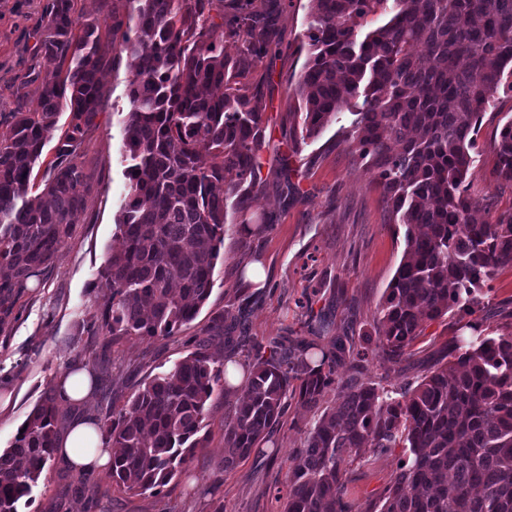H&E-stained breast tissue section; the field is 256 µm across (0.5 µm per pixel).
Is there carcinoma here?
<instances>
[{
    "label": "carcinoma",
    "mask_w": 512,
    "mask_h": 512,
    "mask_svg": "<svg viewBox=\"0 0 512 512\" xmlns=\"http://www.w3.org/2000/svg\"><path fill=\"white\" fill-rule=\"evenodd\" d=\"M126 0L123 19L77 15L51 0L39 49L55 62L38 95L0 119V329L15 318L31 279L41 280L72 237L89 177L76 157L100 114L102 73L128 60L122 118L126 195L120 246L100 273L101 328L171 336L208 300L224 244L226 198L259 183L263 153L288 169L265 139L264 87L245 69L280 51L286 0ZM296 47L302 135L317 137L353 98L362 100L346 138L373 170L395 223L407 226L400 264L378 308L375 347L346 336H284L253 345L247 395L224 418V469L263 447L285 399L323 409L288 468L283 512H353L346 466L365 451L402 448L406 458L380 504L365 512H512V330L454 345L450 361L394 397L364 377L382 354L399 358L454 308L471 309L496 270L512 265V213L470 220L480 202L464 186L474 127L504 73L512 74V0H310ZM386 16L372 29L368 23ZM230 42L234 52L224 51ZM71 121L32 194L31 179L60 114ZM498 180L512 182V121L497 141ZM348 366L351 375L339 378ZM223 370L195 340L101 419L112 449L109 476L126 492L158 494L195 448L205 405ZM336 403L325 407L326 395ZM61 415L46 391L27 428L0 451V512L30 503L54 452Z\"/></svg>",
    "instance_id": "obj_1"
}]
</instances>
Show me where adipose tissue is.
<instances>
[{
    "label": "adipose tissue",
    "instance_id": "ef3b65f1",
    "mask_svg": "<svg viewBox=\"0 0 512 512\" xmlns=\"http://www.w3.org/2000/svg\"><path fill=\"white\" fill-rule=\"evenodd\" d=\"M56 458L80 473H105L109 470L112 452L102 449L100 434L90 420L74 421L57 442Z\"/></svg>",
    "mask_w": 512,
    "mask_h": 512
}]
</instances>
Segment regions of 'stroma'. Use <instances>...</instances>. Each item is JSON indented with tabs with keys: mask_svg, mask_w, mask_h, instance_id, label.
I'll use <instances>...</instances> for the list:
<instances>
[{
	"mask_svg": "<svg viewBox=\"0 0 512 512\" xmlns=\"http://www.w3.org/2000/svg\"><path fill=\"white\" fill-rule=\"evenodd\" d=\"M48 0H0V113L16 111L19 97L34 100L33 73L53 68L39 49ZM310 0H293L277 18L285 45L273 61L254 62L246 79L256 83L272 73L273 100L265 115L266 134L281 140L299 120L294 93L304 60L295 54L306 28ZM126 65L106 72L96 128L87 131L80 163L91 181L86 208L71 239L59 252L39 288L18 302L14 320L0 331V394H11L0 411V449L9 447L19 426L67 369H93L101 356L114 365V387L121 400L147 377L171 368L185 357L193 340L203 338L211 316L223 313L234 335L246 345L231 347L213 337L216 359L245 361L251 343L277 336L309 335L323 326L325 335L364 341L373 333L377 307L405 247L406 227L393 223L372 169L339 134L350 126L344 110L317 138L298 142L290 169L282 171L266 158L261 183L229 196L222 259L214 287L195 320L175 335L126 336L111 342L101 329L106 298L100 272L115 248V220L124 200L122 113L127 108ZM512 120V76H504L492 102L475 126L467 191L479 198L477 221L512 213V183L492 179L498 133ZM267 217L268 225L244 234L242 221ZM261 263L264 278L250 282L248 266ZM488 331L512 325V267L499 268L481 290L475 311L452 309L447 318L428 323L401 359L377 356L368 365L370 379L387 389L417 384L444 358L452 341L470 335V323ZM216 390L207 403L206 441L194 449L188 473L180 482L153 495L127 493L106 476L81 474L50 463L29 505L22 512H282L290 459L301 448L316 411L288 399L278 425L261 451L233 470L224 468V417L245 394ZM402 449L368 452L348 466L344 494L361 508L378 503L391 485Z\"/></svg>",
	"mask_w": 512,
	"mask_h": 512,
	"instance_id": "35a3bbf8",
	"label": "stroma"
}]
</instances>
